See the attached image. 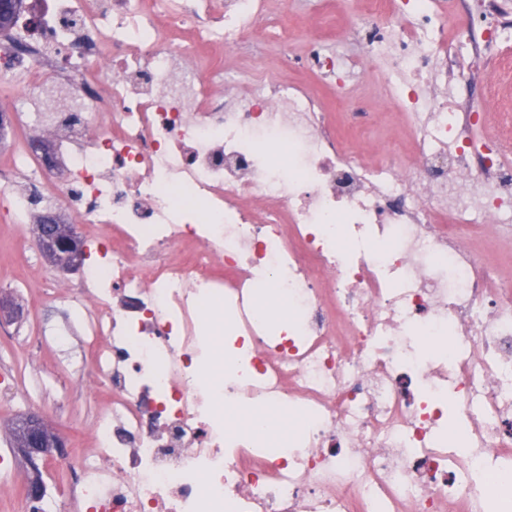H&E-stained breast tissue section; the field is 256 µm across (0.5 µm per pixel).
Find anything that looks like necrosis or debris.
<instances>
[{
  "instance_id": "4bbe7bcc",
  "label": "necrosis or debris",
  "mask_w": 512,
  "mask_h": 512,
  "mask_svg": "<svg viewBox=\"0 0 512 512\" xmlns=\"http://www.w3.org/2000/svg\"><path fill=\"white\" fill-rule=\"evenodd\" d=\"M268 0H27L0 35V96L47 209L98 258L63 295L57 366H89L87 446L44 460L61 494L0 480L16 512H512V164L485 105L497 0H365L354 31L411 149L348 146L278 78L224 89ZM280 64L333 79L319 39ZM266 416L263 431L225 406ZM298 420L277 450V414Z\"/></svg>"
}]
</instances>
